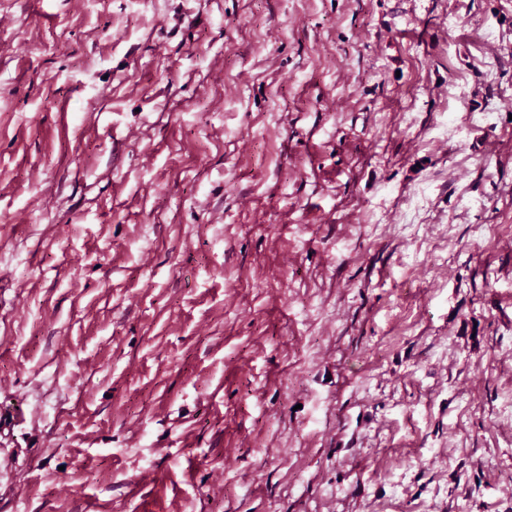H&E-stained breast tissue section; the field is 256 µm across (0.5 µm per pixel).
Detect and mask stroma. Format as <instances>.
<instances>
[{
    "instance_id": "35a3bbf8",
    "label": "stroma",
    "mask_w": 512,
    "mask_h": 512,
    "mask_svg": "<svg viewBox=\"0 0 512 512\" xmlns=\"http://www.w3.org/2000/svg\"><path fill=\"white\" fill-rule=\"evenodd\" d=\"M0 512H512V0H0Z\"/></svg>"
}]
</instances>
